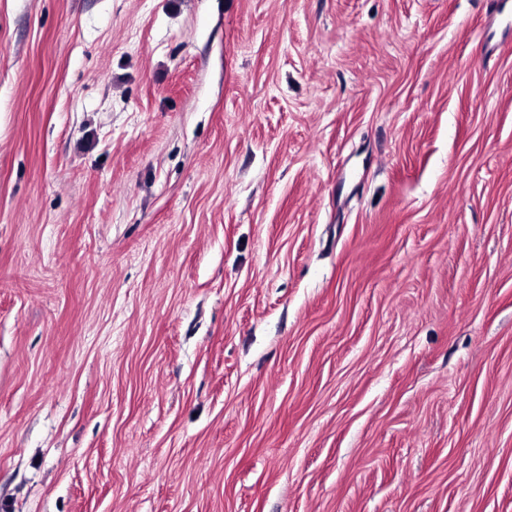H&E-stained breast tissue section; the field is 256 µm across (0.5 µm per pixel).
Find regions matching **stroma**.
Listing matches in <instances>:
<instances>
[{
  "label": "stroma",
  "instance_id": "35a3bbf8",
  "mask_svg": "<svg viewBox=\"0 0 512 512\" xmlns=\"http://www.w3.org/2000/svg\"><path fill=\"white\" fill-rule=\"evenodd\" d=\"M0 512H512V0H0Z\"/></svg>",
  "mask_w": 512,
  "mask_h": 512
}]
</instances>
